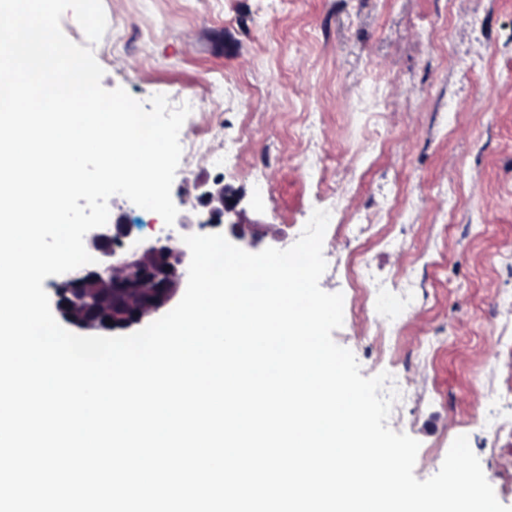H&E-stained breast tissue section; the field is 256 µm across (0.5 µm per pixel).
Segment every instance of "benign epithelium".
<instances>
[{
    "label": "benign epithelium",
    "mask_w": 512,
    "mask_h": 512,
    "mask_svg": "<svg viewBox=\"0 0 512 512\" xmlns=\"http://www.w3.org/2000/svg\"><path fill=\"white\" fill-rule=\"evenodd\" d=\"M240 201L235 191L216 181L179 209L173 226L144 246L129 241L130 230L121 215L91 230L85 247L101 262L92 269L70 271L56 284L57 313L88 331L126 330L143 324L170 304L188 277L190 250L181 236L224 223L233 241L246 248L257 246L242 219Z\"/></svg>",
    "instance_id": "benign-epithelium-1"
}]
</instances>
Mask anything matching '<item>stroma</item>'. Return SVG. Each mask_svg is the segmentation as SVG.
I'll return each instance as SVG.
<instances>
[{
	"label": "stroma",
	"instance_id": "1",
	"mask_svg": "<svg viewBox=\"0 0 512 512\" xmlns=\"http://www.w3.org/2000/svg\"><path fill=\"white\" fill-rule=\"evenodd\" d=\"M107 29L89 43L72 12L63 33L91 47L105 74L141 102L179 107L177 88L232 81L223 134L205 136L210 104L190 113L174 203L200 181L243 197L249 224L286 249L314 210L327 228L322 290L342 293L332 337L362 377L398 373L407 396L389 427L420 443L414 475L433 476L469 439L498 500L512 506V0H102ZM245 141L241 168L213 153ZM209 146L191 152L192 142ZM133 239L163 219L116 195ZM388 234L375 243V231ZM372 284L357 285L351 257ZM405 312L383 354L387 318ZM505 420L498 432L484 417Z\"/></svg>",
	"mask_w": 512,
	"mask_h": 512
}]
</instances>
